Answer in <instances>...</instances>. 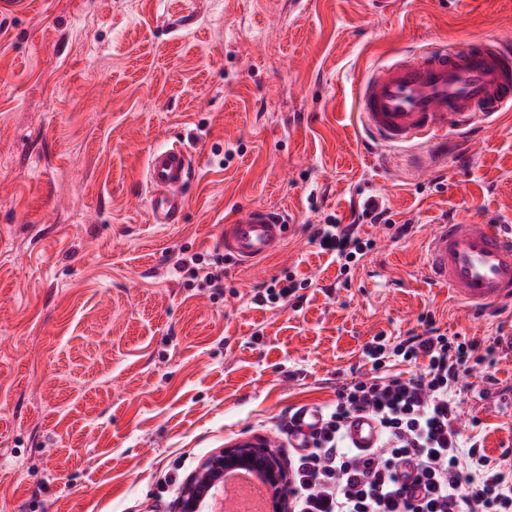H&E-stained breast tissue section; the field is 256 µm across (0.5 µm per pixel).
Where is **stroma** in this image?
Returning a JSON list of instances; mask_svg holds the SVG:
<instances>
[{"label": "stroma", "mask_w": 512, "mask_h": 512, "mask_svg": "<svg viewBox=\"0 0 512 512\" xmlns=\"http://www.w3.org/2000/svg\"><path fill=\"white\" fill-rule=\"evenodd\" d=\"M512 38V0H23L0 10V512H177L234 437L277 435L370 373L364 347L422 332L493 345L427 278L433 225L512 226V111L433 169L365 134L355 90L394 48ZM192 151L181 223L148 221L149 154ZM378 196L413 235L363 225L347 273L309 224ZM286 211L282 252H224L240 210ZM200 255L201 274L179 270ZM216 269L222 289L203 274ZM307 279L301 301L263 292ZM473 369L463 424L512 448V353Z\"/></svg>", "instance_id": "1"}]
</instances>
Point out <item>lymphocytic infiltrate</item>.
Wrapping results in <instances>:
<instances>
[{"instance_id": "obj_1", "label": "lymphocytic infiltrate", "mask_w": 512, "mask_h": 512, "mask_svg": "<svg viewBox=\"0 0 512 512\" xmlns=\"http://www.w3.org/2000/svg\"><path fill=\"white\" fill-rule=\"evenodd\" d=\"M366 224L385 226L397 240L412 231L371 196L351 223L308 225V239L345 269L374 247L361 235ZM365 354L373 375L337 389L312 447L293 457V512H512V448L490 459L480 438L463 437L459 428L461 377L469 364L487 360L479 343L430 322L393 345L374 337ZM392 357L422 362L421 373L406 380L380 375ZM358 412L378 421L379 447L348 448L345 426ZM409 466L414 476H407Z\"/></svg>"}]
</instances>
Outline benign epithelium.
I'll list each match as a JSON object with an SVG mask.
<instances>
[{"label":"benign epithelium","mask_w":512,"mask_h":512,"mask_svg":"<svg viewBox=\"0 0 512 512\" xmlns=\"http://www.w3.org/2000/svg\"><path fill=\"white\" fill-rule=\"evenodd\" d=\"M247 465L273 489L272 512H288L291 490L288 474L280 457L270 448L251 442L234 444L211 455L186 481L179 500L180 512H198V491L210 485L214 477L231 465Z\"/></svg>","instance_id":"7a95c632"}]
</instances>
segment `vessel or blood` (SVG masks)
I'll list each match as a JSON object with an SVG mask.
<instances>
[{
    "mask_svg": "<svg viewBox=\"0 0 512 512\" xmlns=\"http://www.w3.org/2000/svg\"><path fill=\"white\" fill-rule=\"evenodd\" d=\"M511 103L512 45L494 34L476 36L463 49L447 44L399 49L357 85L364 129L378 142L393 145L433 141L450 130L469 133ZM195 173L196 161L183 146L174 144L149 155L150 223H180L186 186ZM287 233L282 212L255 206L226 225L224 249L238 261L255 264L278 254ZM424 257L429 279L447 289L468 315L512 313V229L436 224L426 238ZM321 419V410L313 406L295 412V447L311 442ZM346 437L352 447L372 448L379 442L380 427L359 412L349 420Z\"/></svg>",
    "mask_w": 512,
    "mask_h": 512,
    "instance_id": "1",
    "label": "vessel or blood"
}]
</instances>
